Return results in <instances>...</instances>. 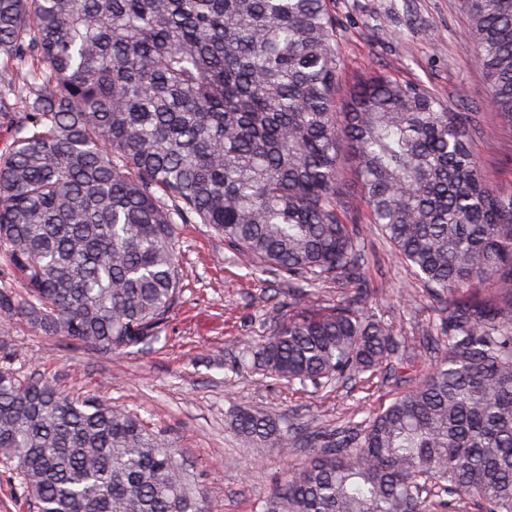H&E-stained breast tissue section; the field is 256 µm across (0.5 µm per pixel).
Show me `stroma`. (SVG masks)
Here are the masks:
<instances>
[{
	"label": "stroma",
	"mask_w": 512,
	"mask_h": 512,
	"mask_svg": "<svg viewBox=\"0 0 512 512\" xmlns=\"http://www.w3.org/2000/svg\"><path fill=\"white\" fill-rule=\"evenodd\" d=\"M342 63L339 97L370 72L425 85L451 111L475 112L480 129L472 149L485 179L512 191V133L499 127L482 74L472 65L475 47L464 31L460 0H330ZM358 224L369 248L364 285L369 312L384 317L405 345L400 375L428 367L420 356L438 313L391 247ZM181 296L161 339L143 350L107 355L63 336H47L25 321L0 317V341L13 352L6 366L18 376L55 378L68 395L122 404L151 430L165 434L206 491L213 512H262L287 468L308 451L249 442L230 425L233 413L251 407L284 422L324 431L358 410L387 405L394 382L356 379L321 390L278 381L260 370L232 371L243 340L261 342L287 313L288 282L252 270L225 248L206 224H176Z\"/></svg>",
	"instance_id": "stroma-1"
}]
</instances>
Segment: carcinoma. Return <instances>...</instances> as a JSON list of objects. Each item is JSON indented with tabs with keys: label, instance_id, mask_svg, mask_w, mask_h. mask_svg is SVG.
I'll use <instances>...</instances> for the list:
<instances>
[{
	"label": "carcinoma",
	"instance_id": "cac0c4a2",
	"mask_svg": "<svg viewBox=\"0 0 512 512\" xmlns=\"http://www.w3.org/2000/svg\"><path fill=\"white\" fill-rule=\"evenodd\" d=\"M462 4L512 133V0ZM0 56L24 117L0 154V252L21 283L0 289V316L103 354L153 344L180 299L178 220L292 288L361 282L344 143L369 223L445 312L446 342L355 426L245 408L233 427L310 449L274 512H512V192L481 176L476 113L385 73L337 107L329 0H0ZM478 281L492 297H472ZM364 303L292 301L258 366L315 387L382 371L400 341ZM0 458L37 512H211L164 435L47 377L0 371Z\"/></svg>",
	"mask_w": 512,
	"mask_h": 512
}]
</instances>
